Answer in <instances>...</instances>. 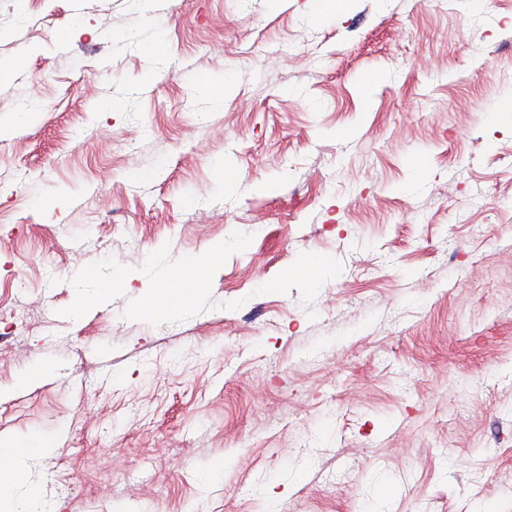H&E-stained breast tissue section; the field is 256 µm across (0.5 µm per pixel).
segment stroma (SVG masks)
I'll return each instance as SVG.
<instances>
[{"instance_id":"1","label":"stroma","mask_w":512,"mask_h":512,"mask_svg":"<svg viewBox=\"0 0 512 512\" xmlns=\"http://www.w3.org/2000/svg\"><path fill=\"white\" fill-rule=\"evenodd\" d=\"M1 58L0 437L49 512H512V0H0ZM224 258V245H209L206 252L193 261L183 276L170 274L166 282L154 287L143 300V307L152 311L175 312L184 309L204 288L215 266ZM84 277L87 280L93 282L96 289H95V294L93 296H89V297L83 299V301L78 305V307L76 309V311H78V312L85 310L88 307L90 300L94 296H96L98 300L107 296L109 293L112 292V287H114L117 283V280L115 277L103 278L94 269H86L84 271Z\"/></svg>"}]
</instances>
